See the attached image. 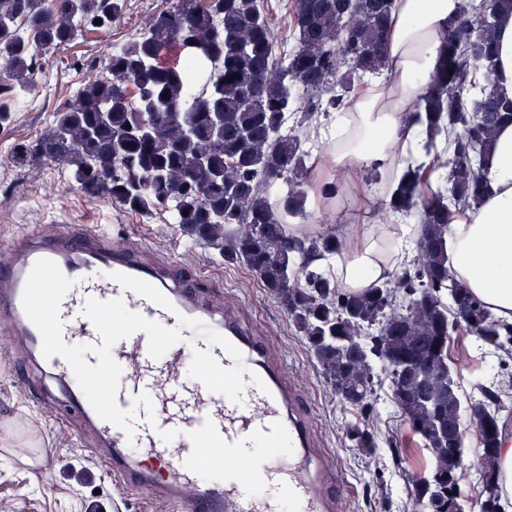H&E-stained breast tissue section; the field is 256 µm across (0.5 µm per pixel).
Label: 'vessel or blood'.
Listing matches in <instances>:
<instances>
[{"label":"vessel or blood","mask_w":512,"mask_h":512,"mask_svg":"<svg viewBox=\"0 0 512 512\" xmlns=\"http://www.w3.org/2000/svg\"><path fill=\"white\" fill-rule=\"evenodd\" d=\"M11 261L0 268V327L19 336L30 361L51 374L63 391L65 411L87 420L99 450L112 456L111 482L120 490H141L153 504L185 501L189 512H338L330 479L311 461L310 417L278 370L266 360L265 345L251 336L233 313L207 304L199 283L175 277L170 267L133 257L127 242L95 224L63 225L50 240L24 236L11 242ZM54 260L73 287L60 305L66 343L101 344L93 323L82 315L87 298L121 299L125 306L183 339L161 358L149 354L146 333L137 332L111 348L122 373L120 408L148 394L155 418L138 414L133 434L101 419L85 398L68 362L42 354V339L22 306L33 264ZM120 272L144 279L172 304L164 309L112 280ZM195 318L223 335L243 354L248 371L264 387L247 384L242 403L210 391L190 376L193 349L210 350L222 367L233 361L220 346H208L195 331L179 326Z\"/></svg>","instance_id":"b4317fda"}]
</instances>
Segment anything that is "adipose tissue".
Wrapping results in <instances>:
<instances>
[{
    "label": "adipose tissue",
    "mask_w": 512,
    "mask_h": 512,
    "mask_svg": "<svg viewBox=\"0 0 512 512\" xmlns=\"http://www.w3.org/2000/svg\"><path fill=\"white\" fill-rule=\"evenodd\" d=\"M460 0H395L386 40L387 76L352 95L341 111L312 128L310 136L332 150L321 180L368 197L362 173L386 172L425 162L416 148L421 126L413 104L437 65L441 34ZM479 205L448 226L446 248L453 271L490 313L512 321V125L496 136ZM350 247L331 266L338 283L359 291L387 280L417 235L413 224H348L335 230Z\"/></svg>",
    "instance_id": "adipose-tissue-1"
}]
</instances>
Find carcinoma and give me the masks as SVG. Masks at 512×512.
Here are the masks:
<instances>
[{
	"label": "carcinoma",
	"instance_id": "1",
	"mask_svg": "<svg viewBox=\"0 0 512 512\" xmlns=\"http://www.w3.org/2000/svg\"><path fill=\"white\" fill-rule=\"evenodd\" d=\"M46 2L0 0V128L25 107L47 55L84 32L108 31L126 10L125 0H53L51 11ZM461 2L416 103L422 149L443 171L433 184L420 166L386 176L398 184L374 215L412 218L418 234L408 260L372 288L346 290L315 264L342 252L335 235L288 224L308 216V178L326 155L324 145L312 150L305 128L384 70L394 0H289V48L264 0H175L137 37L109 44L49 130L11 154L17 166H61L75 187L131 212L165 213L193 240L219 247L224 263L246 266L283 305L343 403L372 407L383 374L434 472L430 483L412 480L422 512H462L455 473L465 441L444 436L461 407L454 395L427 403L448 386L452 336H472L482 349L512 342V324L455 278L445 244L459 207L480 203L495 133L512 123V98L494 84L496 31L512 0ZM172 50L179 55L170 62ZM472 67L485 74L478 88L467 81ZM151 125L156 133H139ZM475 403L479 447L500 448L501 393L486 386ZM346 436L366 454L378 447L366 426ZM499 474L498 454L487 455L479 512H505Z\"/></svg>",
	"mask_w": 512,
	"mask_h": 512
}]
</instances>
